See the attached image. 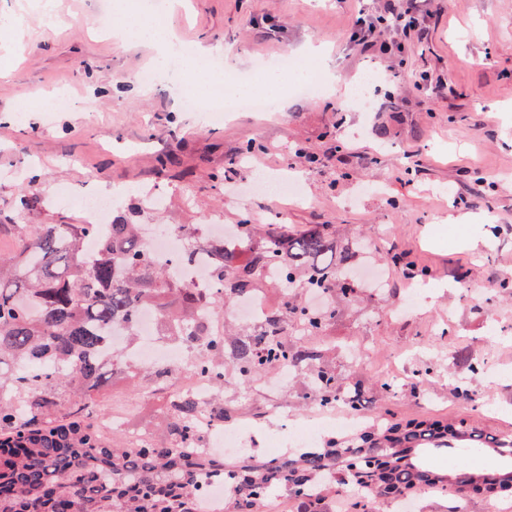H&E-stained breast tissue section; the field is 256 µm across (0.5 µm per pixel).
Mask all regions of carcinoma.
I'll return each mask as SVG.
<instances>
[{
    "label": "carcinoma",
    "mask_w": 512,
    "mask_h": 512,
    "mask_svg": "<svg viewBox=\"0 0 512 512\" xmlns=\"http://www.w3.org/2000/svg\"><path fill=\"white\" fill-rule=\"evenodd\" d=\"M187 239L181 265L204 262L216 295L178 280L150 256L142 225L125 217L97 224H40L15 256L0 255V512H212L202 508L204 487L215 480L235 491L234 512H255L276 488L288 492L296 512H329L332 481L356 485L377 498L408 500L433 490L465 500L463 487L486 475L465 465L438 469L431 457L470 444L500 454V439L473 438L465 421L385 423L340 442L332 439L296 458L277 461L244 453L231 463L200 448L196 402L169 389L171 376L153 367L165 391L167 420L158 440L112 446L99 429L94 395L130 375L121 351L112 366L99 362L116 324L134 336L140 310L156 308L162 335L201 350L189 368L216 386L211 408L224 420V365L248 382L288 363L310 372L306 397L336 404L345 379L323 351L280 334L282 326L317 336L336 320V307L312 308L301 293L353 290L349 271L362 245L339 247L325 224L288 233L279 224H235V236L201 239L198 224H167ZM274 288L277 307L261 326L240 325L214 336L201 313H217L236 299ZM72 393L61 398L56 389Z\"/></svg>",
    "instance_id": "cac0c4a2"
}]
</instances>
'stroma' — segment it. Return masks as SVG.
<instances>
[{
	"instance_id": "obj_1",
	"label": "stroma",
	"mask_w": 512,
	"mask_h": 512,
	"mask_svg": "<svg viewBox=\"0 0 512 512\" xmlns=\"http://www.w3.org/2000/svg\"><path fill=\"white\" fill-rule=\"evenodd\" d=\"M383 5L169 0L163 26L193 49L217 48L238 73L316 46L334 75L319 98L285 93L276 111L241 109L217 121L183 110L168 78L139 82L156 64L153 45L95 28L106 15L113 28L138 18L140 0H0V254L16 253L17 233L37 225L88 223L91 192L127 217L163 197L160 224H272L284 209L289 228L330 225L340 243L369 242L385 279V297L361 288L337 298L335 322L315 339L363 394L366 424L465 417L512 435V378H498L512 375V293L499 288L512 279V0H421L423 39L365 110L353 86L382 66L346 34L354 10ZM57 89L68 109H49ZM89 98L96 105L87 110ZM289 173L307 203L254 188ZM24 199L31 209H21ZM401 252L427 269L424 279L391 263ZM466 357L481 363L479 373ZM380 380L393 384L391 394L377 391ZM305 392L270 370L226 388L224 404L233 422L254 425L247 446L265 456L279 426L271 408L304 417ZM99 401L116 444L129 425L155 430L165 418L144 373Z\"/></svg>"
}]
</instances>
